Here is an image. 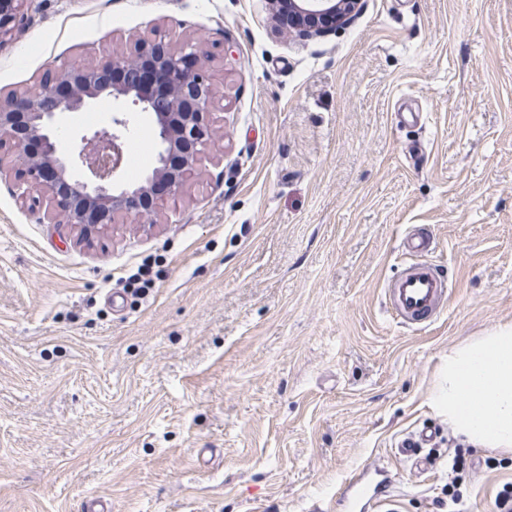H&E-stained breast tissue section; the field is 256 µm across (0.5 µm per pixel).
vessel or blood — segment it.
<instances>
[{
	"label": "vessel or blood",
	"instance_id": "1",
	"mask_svg": "<svg viewBox=\"0 0 512 512\" xmlns=\"http://www.w3.org/2000/svg\"><path fill=\"white\" fill-rule=\"evenodd\" d=\"M432 240L418 231H409L403 242L405 254L415 262L393 283L389 300L395 316L401 322L413 325L429 322L439 312L448 295V282L431 265L427 256ZM436 438L434 429L426 427L403 440L398 448L417 470L426 469L427 458L418 454L419 449L432 446Z\"/></svg>",
	"mask_w": 512,
	"mask_h": 512
}]
</instances>
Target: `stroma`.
<instances>
[{
    "label": "stroma",
    "instance_id": "stroma-1",
    "mask_svg": "<svg viewBox=\"0 0 512 512\" xmlns=\"http://www.w3.org/2000/svg\"><path fill=\"white\" fill-rule=\"evenodd\" d=\"M159 33L218 71L223 137L156 223L89 243L0 178V512H351L350 476L379 468L363 512H439L457 450L493 512L512 454L428 397L449 350L512 322V0H363L313 41L268 0H30L0 93ZM109 118L65 115L58 136L78 150ZM130 129L134 181L156 145L141 115ZM415 226L449 291L405 326L384 289ZM425 427L420 472L398 445Z\"/></svg>",
    "mask_w": 512,
    "mask_h": 512
}]
</instances>
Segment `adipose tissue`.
<instances>
[{"label": "adipose tissue", "instance_id": "obj_1", "mask_svg": "<svg viewBox=\"0 0 512 512\" xmlns=\"http://www.w3.org/2000/svg\"><path fill=\"white\" fill-rule=\"evenodd\" d=\"M430 402L457 435L512 453V323L452 349Z\"/></svg>", "mask_w": 512, "mask_h": 512}]
</instances>
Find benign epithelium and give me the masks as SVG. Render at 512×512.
<instances>
[{
	"label": "benign epithelium",
	"mask_w": 512,
	"mask_h": 512,
	"mask_svg": "<svg viewBox=\"0 0 512 512\" xmlns=\"http://www.w3.org/2000/svg\"><path fill=\"white\" fill-rule=\"evenodd\" d=\"M29 0H0V44L24 20ZM361 0H270L271 10L288 11L289 25L306 40L349 23ZM216 71L202 61L197 41L157 35L138 40L134 54L112 52L100 63L73 59L26 91L0 95V175L14 173L12 190L39 220L69 224L91 241L117 219L152 221L162 199L184 193L213 143ZM106 96L121 103L111 124L81 137L77 155L65 158L53 132L57 119ZM130 104L151 117L157 141L155 165L141 183L118 179L124 167V132Z\"/></svg>",
	"instance_id": "1"
}]
</instances>
